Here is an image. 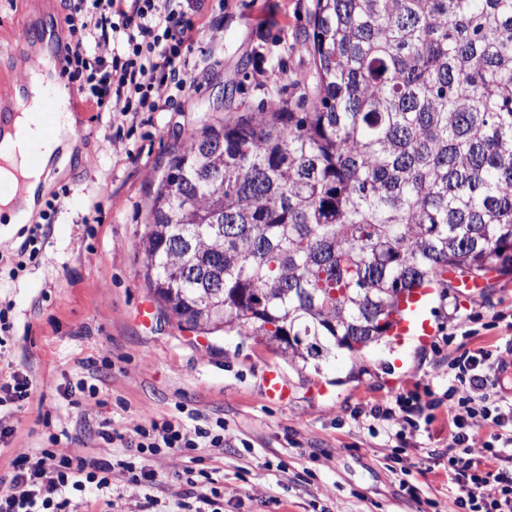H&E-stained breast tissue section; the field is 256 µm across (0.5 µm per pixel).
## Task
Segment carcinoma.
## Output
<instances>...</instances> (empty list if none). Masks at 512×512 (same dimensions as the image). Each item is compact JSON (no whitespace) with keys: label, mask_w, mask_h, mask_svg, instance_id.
Here are the masks:
<instances>
[{"label":"carcinoma","mask_w":512,"mask_h":512,"mask_svg":"<svg viewBox=\"0 0 512 512\" xmlns=\"http://www.w3.org/2000/svg\"><path fill=\"white\" fill-rule=\"evenodd\" d=\"M307 41L300 111L170 156L142 259L179 322L304 361L382 340L449 268L512 264V0H316Z\"/></svg>","instance_id":"1"}]
</instances>
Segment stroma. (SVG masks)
Masks as SVG:
<instances>
[{
  "label": "stroma",
  "instance_id": "obj_1",
  "mask_svg": "<svg viewBox=\"0 0 512 512\" xmlns=\"http://www.w3.org/2000/svg\"><path fill=\"white\" fill-rule=\"evenodd\" d=\"M313 0H201L192 19L202 35L193 54V104L140 112L126 120L108 112H77L82 140L62 142L43 186L59 198L30 252L22 225L0 226V310L11 324L0 335V383L29 378L27 399L0 406V475L16 458L41 448L74 460L108 458L103 428L125 430L148 418L188 412L223 418V449H197L200 465L224 475L220 512H448V473L430 458L450 434L444 410L407 441L401 473L388 470L393 448L357 426L355 412L412 390L448 387L443 336L469 314H505L495 327L456 338L455 348L483 347L494 356L512 349V272L485 276V294L463 302L437 287L434 333L427 342L397 346L387 337L359 354L290 361L264 337L204 334L178 323L154 303L142 272L147 209L169 157L191 135L309 97L313 60L305 35ZM30 23L35 35L67 36L59 0H0V67L27 84L40 56L18 61L3 35ZM151 302L150 322L138 309ZM276 368L288 402L261 397L263 374ZM97 385L96 395L79 382ZM187 452L157 457L150 489L112 474L114 494L75 499L77 512H173L185 485Z\"/></svg>",
  "mask_w": 512,
  "mask_h": 512
}]
</instances>
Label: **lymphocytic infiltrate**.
<instances>
[{
    "instance_id": "f902f5d3",
    "label": "lymphocytic infiltrate",
    "mask_w": 512,
    "mask_h": 512,
    "mask_svg": "<svg viewBox=\"0 0 512 512\" xmlns=\"http://www.w3.org/2000/svg\"><path fill=\"white\" fill-rule=\"evenodd\" d=\"M67 12L69 48L66 72L93 110L109 108L118 116L159 112L168 101L191 102L190 58L199 32L185 9L194 0H61ZM108 42L111 58H90L91 44ZM490 354L477 348L456 356L443 396L422 401L412 392L394 405L364 411L360 427L388 439H403L421 429L425 410L447 407L451 438L442 456L448 462V512H512V398L490 391ZM492 425L485 452L470 456L479 428ZM223 419L186 429L176 418H152L126 431H102L103 441L120 446L109 459L72 460L42 448L14 463L0 478V512H72V498L112 489L113 471L135 487H153L156 474L146 463L162 452L220 448L226 440ZM187 499L180 512H206L220 497L217 471L188 468Z\"/></svg>"
}]
</instances>
